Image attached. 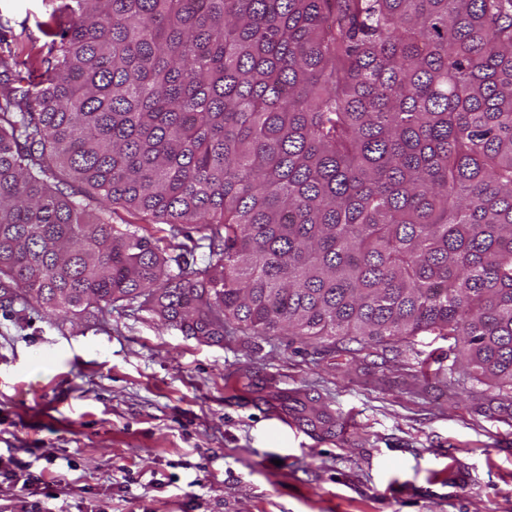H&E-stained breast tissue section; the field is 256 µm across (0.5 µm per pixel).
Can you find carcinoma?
Segmentation results:
<instances>
[{"mask_svg": "<svg viewBox=\"0 0 512 512\" xmlns=\"http://www.w3.org/2000/svg\"><path fill=\"white\" fill-rule=\"evenodd\" d=\"M62 10L40 81L0 57L1 298L210 340L426 333L512 390V0ZM154 224L197 226L207 266Z\"/></svg>", "mask_w": 512, "mask_h": 512, "instance_id": "obj_1", "label": "carcinoma"}]
</instances>
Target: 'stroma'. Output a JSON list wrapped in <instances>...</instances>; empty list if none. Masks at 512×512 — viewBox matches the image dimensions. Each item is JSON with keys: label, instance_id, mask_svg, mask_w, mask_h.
<instances>
[{"label": "stroma", "instance_id": "1", "mask_svg": "<svg viewBox=\"0 0 512 512\" xmlns=\"http://www.w3.org/2000/svg\"><path fill=\"white\" fill-rule=\"evenodd\" d=\"M57 7L0 0V46L43 72ZM453 359L0 304V512L30 471L53 512H512V394Z\"/></svg>", "mask_w": 512, "mask_h": 512}]
</instances>
